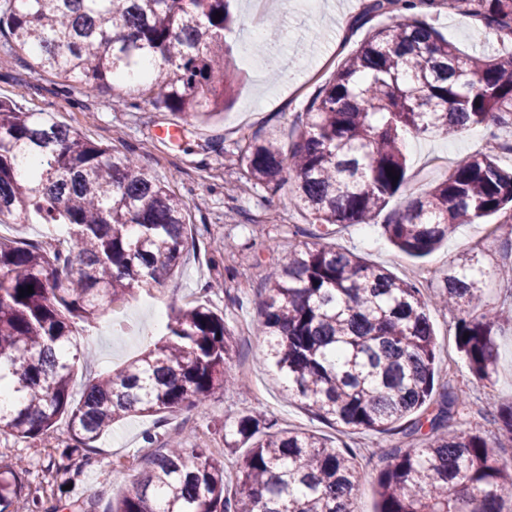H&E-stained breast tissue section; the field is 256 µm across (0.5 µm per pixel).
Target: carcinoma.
Here are the masks:
<instances>
[{"label":"carcinoma","instance_id":"carcinoma-1","mask_svg":"<svg viewBox=\"0 0 512 512\" xmlns=\"http://www.w3.org/2000/svg\"><path fill=\"white\" fill-rule=\"evenodd\" d=\"M404 2L372 0L367 13L391 23L371 27L316 87L297 115L296 142L285 149L269 132L239 146L248 180L276 191L283 171L292 174L290 202L316 231L267 280L261 361L316 418L408 440L381 449L378 512H512V457L497 452L512 443V403L476 409L450 381L435 389L431 302L459 312V352L477 380L493 384L494 332L506 316L487 295L482 259L462 255L426 300L413 283L328 242L339 227L376 223L406 187L408 138L512 125V53L464 54L423 13L445 0H413L412 12ZM452 2L512 40V0ZM232 21L229 0H0L3 46L27 55L31 73L90 92L134 83L142 101L186 125L224 109ZM26 161L33 166L22 179ZM188 210L134 154L114 155L48 112L0 101V224L36 214L50 237L65 239L49 248L0 236V388L13 397L0 405L1 434L35 438L64 417L73 448L88 452L126 416L200 407L236 383L224 370L233 347L224 314L199 302L171 308L154 348L94 378L79 400L70 390L89 360L73 325L162 291L194 247ZM507 211L512 169L476 153L383 230L399 251L422 258L458 225ZM29 285L33 293L20 294ZM474 413L491 415L496 431L458 430ZM143 442L158 449L113 512H353L357 452L305 430L240 416L224 439L245 449L233 472L209 448L187 456L150 431ZM18 491V473L0 470V512Z\"/></svg>","mask_w":512,"mask_h":512}]
</instances>
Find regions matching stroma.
Wrapping results in <instances>:
<instances>
[{"label": "stroma", "instance_id": "obj_1", "mask_svg": "<svg viewBox=\"0 0 512 512\" xmlns=\"http://www.w3.org/2000/svg\"><path fill=\"white\" fill-rule=\"evenodd\" d=\"M366 0H324L322 12L270 8L269 0H232L236 17L224 37L230 47L226 80L230 91L222 115L186 129L177 128L165 110L140 104L118 109L112 100L124 97L138 101L136 87L113 85L90 96L66 93L56 79L31 74L18 55L0 52V100L16 107L52 113L55 121L71 126L90 140L112 151L135 153L140 164L157 179L170 183L190 206L188 222L196 249L167 281L162 293L139 294L116 303L112 312L92 323L78 326L92 358L74 378L75 390L99 374L121 368L127 361L152 348L159 338L154 316L170 307L208 297L211 306L223 312L235 344L227 362L234 381L246 379L248 390L233 384L216 390L204 406L172 414L135 416L113 425L90 454L89 466L71 478L69 499L88 503L89 512H108L124 495L144 467L142 435L152 430L165 439L182 440L184 448H209L234 466L235 457L224 452V427L244 413H260L283 428H301L333 442H346L360 451L359 484L353 493L354 512H377V476L382 467L378 434L349 431L315 419L303 405L284 398L276 374L263 366L258 356L267 338L261 331L260 307L265 298L261 284L277 270L279 253L303 241L311 226L290 203L295 184L286 180L281 190L271 192L249 184L237 161L241 135L277 132L288 137L296 113L305 111L314 89L329 80L338 64L366 34L357 20ZM435 27L464 53L502 48L512 51V42L492 39L484 25L460 14L457 8H440ZM262 30L266 51L259 54L254 43ZM276 57L288 81L275 77L267 64ZM499 142L512 143V126L496 131L475 126L455 138L409 139L405 154L408 184L392 199L390 210L447 178L455 163L476 152L496 151ZM503 167H512V153L499 152ZM336 245L350 249L368 262L383 266L396 276L415 283L424 295L441 285L450 263L467 250L478 252L486 267L512 263V224L500 216L479 224L459 225L441 248L423 259L398 252L383 233L381 224L365 228L354 224L340 229ZM217 291L203 294L205 283ZM440 378H451L472 398L493 394L503 403L512 402V324H503L495 336L497 362L492 386L476 380L458 349L456 316L431 308ZM66 420H58L34 439L0 435V467H19L21 495L36 498L44 507L56 506L61 477L57 464L71 445Z\"/></svg>", "mask_w": 512, "mask_h": 512}]
</instances>
